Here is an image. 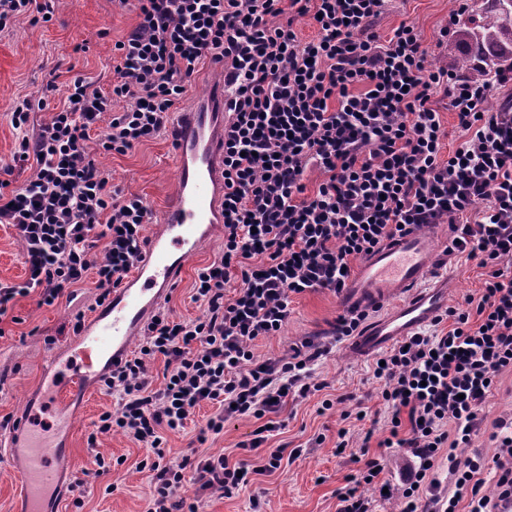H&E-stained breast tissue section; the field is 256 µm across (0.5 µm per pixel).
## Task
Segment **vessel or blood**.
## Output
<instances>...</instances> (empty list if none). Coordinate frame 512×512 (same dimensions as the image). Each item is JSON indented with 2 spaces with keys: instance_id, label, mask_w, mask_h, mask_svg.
Listing matches in <instances>:
<instances>
[{
  "instance_id": "vessel-or-blood-1",
  "label": "vessel or blood",
  "mask_w": 512,
  "mask_h": 512,
  "mask_svg": "<svg viewBox=\"0 0 512 512\" xmlns=\"http://www.w3.org/2000/svg\"><path fill=\"white\" fill-rule=\"evenodd\" d=\"M224 86L214 84L169 125L177 180L155 232L139 243L138 269L97 313L47 361L38 402H27L0 447L18 465L17 512H58L69 475L70 437L89 390L128 358L151 311L183 277L190 258L222 223L224 204ZM447 237L426 226L388 241L366 256L341 291L345 311L370 318L349 349L368 356L412 335L448 302L447 282L422 287L445 260Z\"/></svg>"
}]
</instances>
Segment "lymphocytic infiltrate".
Instances as JSON below:
<instances>
[{"instance_id": "1", "label": "lymphocytic infiltrate", "mask_w": 512, "mask_h": 512, "mask_svg": "<svg viewBox=\"0 0 512 512\" xmlns=\"http://www.w3.org/2000/svg\"><path fill=\"white\" fill-rule=\"evenodd\" d=\"M138 25L116 43L109 90L77 76L60 90L63 104L38 128L42 94L18 101L13 158L35 160L18 188L0 181V223L24 248L25 282H0V318L16 296L38 292L51 306L94 277L105 304L140 262L137 244L151 211L144 198L114 189L88 150L123 154L166 128L168 117L205 62H227L231 117L224 126V251L198 270L191 296L201 316L178 321L156 312L140 347L105 380L117 397L90 434L98 471L110 463L97 447L120 432L149 449L147 512H197L187 483L232 493L253 468L223 455L166 459L164 432L184 430L201 403L216 405L204 432L223 433L232 418L263 420L250 448L284 429L273 420L289 398L321 391L311 366L324 354L303 340L290 357L256 359L257 340L287 323L294 296L340 292L363 258L395 236L429 224L452 230L448 255L485 270L473 307H448L442 334L418 332L375 366L392 410L385 447L406 449L416 466L401 512H498L512 501V418L492 424L495 462L459 456L481 431L483 406L498 378L512 370V103L486 111L490 90L427 64L415 25L382 38L384 0H137ZM308 18L315 36L301 40ZM444 93L460 142L432 98ZM125 100L122 110L114 103ZM317 170L320 181L307 189ZM164 358V384L151 388L148 363ZM410 429L400 436L401 414ZM451 446L444 491L440 450ZM493 470L492 490L483 474Z\"/></svg>"}]
</instances>
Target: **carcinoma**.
<instances>
[{"label": "carcinoma", "mask_w": 512, "mask_h": 512, "mask_svg": "<svg viewBox=\"0 0 512 512\" xmlns=\"http://www.w3.org/2000/svg\"><path fill=\"white\" fill-rule=\"evenodd\" d=\"M502 0H473L448 52L458 54L460 67L470 79L492 81L500 70L512 69V12Z\"/></svg>", "instance_id": "cac0c4a2"}]
</instances>
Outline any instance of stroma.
<instances>
[{
  "label": "stroma",
  "mask_w": 512,
  "mask_h": 512,
  "mask_svg": "<svg viewBox=\"0 0 512 512\" xmlns=\"http://www.w3.org/2000/svg\"><path fill=\"white\" fill-rule=\"evenodd\" d=\"M464 15L457 0H387L376 29L391 35L401 23L419 27L429 61L456 73L457 63L448 53L442 29L456 31ZM139 21L134 4L119 0H59L51 22L35 24L20 16L0 32V166L11 164L16 132L11 125L14 104L41 89L49 80L65 84L80 75L100 86L112 79L114 47ZM97 163L107 171L114 187L124 193L142 196L153 213H160L174 192L176 172L170 163L171 147L166 134L137 145L126 154L99 152L96 141H89ZM223 233L189 262L181 281L169 293L164 305L175 319L188 321L200 315L190 295L199 268L220 257ZM27 278L23 246L16 231L0 224V281L21 283ZM484 271L476 261L459 256L448 263V303L464 304L466 298H479ZM92 281L76 290L74 300H60L52 306L39 305L37 293L16 297L7 319L0 321V418L17 416L28 397L38 395L43 368L49 356L61 350L72 335L77 312L93 316L98 307ZM343 313L340 297L328 290L307 292L295 297L292 312L282 331L257 340L253 346L258 360L287 357L298 339L311 336L321 343H332L331 352L313 365L316 381L323 388L304 399L289 401L278 414L287 426L270 433L259 448L245 445L260 425L254 418L225 422L217 436L200 438L199 433L213 405L196 409L184 431L164 435L167 458L203 457L224 454L229 462L250 456L256 470L247 485L229 495L196 492L187 486L186 495H199L200 512H339L337 492L346 487L350 476L358 474L365 460L383 457V481L393 494L380 497L363 489L372 512H399L400 493L412 464L400 449L384 447L391 415L381 398L382 384L373 376L375 356L358 357L347 342H334V331ZM331 409H322L323 400ZM116 400L106 390L92 392L78 417L72 436L71 468L80 481L69 489L59 512H146L150 491L148 471L139 467L147 451L122 434L103 438L98 447L111 458L109 470L88 474V437L99 415L112 409ZM366 420H356L358 411ZM346 431L349 444L337 451L339 431ZM282 453L281 465L267 469L270 450Z\"/></svg>",
  "instance_id": "obj_1"
}]
</instances>
